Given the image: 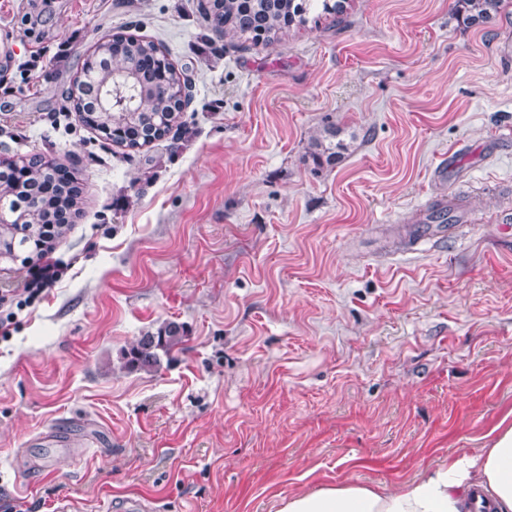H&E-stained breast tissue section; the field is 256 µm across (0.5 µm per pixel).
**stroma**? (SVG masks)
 <instances>
[{
  "label": "stroma",
  "instance_id": "1",
  "mask_svg": "<svg viewBox=\"0 0 512 512\" xmlns=\"http://www.w3.org/2000/svg\"><path fill=\"white\" fill-rule=\"evenodd\" d=\"M116 33L192 81L176 134L130 156L63 108ZM511 41L512 0L481 27L456 0H351L273 44L203 0H0V157L83 187L62 280L0 338V512H277L512 424ZM332 129L348 149L315 167ZM166 322L181 348L125 369ZM51 429L83 453L51 457Z\"/></svg>",
  "mask_w": 512,
  "mask_h": 512
}]
</instances>
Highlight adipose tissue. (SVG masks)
I'll list each match as a JSON object with an SVG mask.
<instances>
[{"label": "adipose tissue", "instance_id": "ef3b65f1", "mask_svg": "<svg viewBox=\"0 0 512 512\" xmlns=\"http://www.w3.org/2000/svg\"><path fill=\"white\" fill-rule=\"evenodd\" d=\"M486 448L449 456L391 490L346 482L282 499L278 512H512V425L488 434Z\"/></svg>", "mask_w": 512, "mask_h": 512}]
</instances>
